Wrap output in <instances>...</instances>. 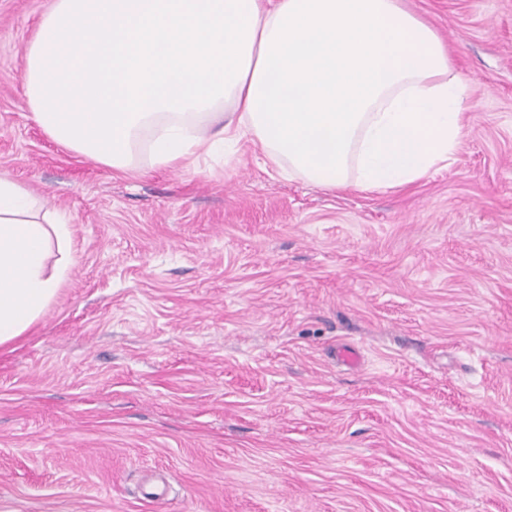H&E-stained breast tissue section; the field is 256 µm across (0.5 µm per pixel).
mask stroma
Here are the masks:
<instances>
[{
    "label": "stroma",
    "mask_w": 512,
    "mask_h": 512,
    "mask_svg": "<svg viewBox=\"0 0 512 512\" xmlns=\"http://www.w3.org/2000/svg\"><path fill=\"white\" fill-rule=\"evenodd\" d=\"M49 3L0 0V177L77 252L0 348V512H512V0H403L467 122L385 192L249 141L135 176L73 153L29 118Z\"/></svg>",
    "instance_id": "35a3bbf8"
}]
</instances>
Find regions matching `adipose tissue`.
I'll list each match as a JSON object with an SVG mask.
<instances>
[{
    "label": "adipose tissue",
    "instance_id": "ef3b65f1",
    "mask_svg": "<svg viewBox=\"0 0 512 512\" xmlns=\"http://www.w3.org/2000/svg\"><path fill=\"white\" fill-rule=\"evenodd\" d=\"M23 79L33 122L122 173L248 139L288 176L387 190L450 163L464 129L448 46L403 0H51ZM73 262L65 215L0 178V347Z\"/></svg>",
    "mask_w": 512,
    "mask_h": 512
}]
</instances>
